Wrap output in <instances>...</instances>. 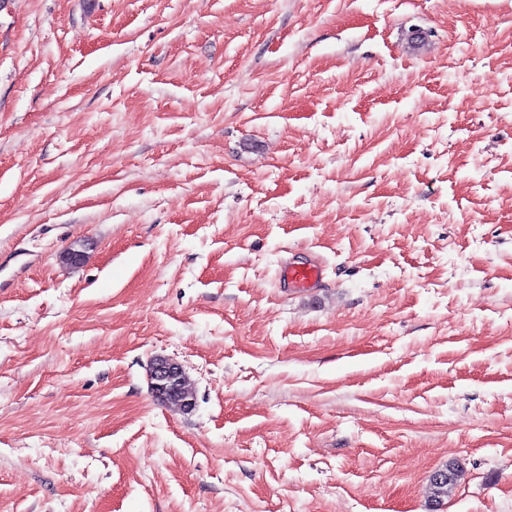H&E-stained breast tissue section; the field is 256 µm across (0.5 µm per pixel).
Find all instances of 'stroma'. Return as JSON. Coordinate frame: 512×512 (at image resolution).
Segmentation results:
<instances>
[{"instance_id": "stroma-1", "label": "stroma", "mask_w": 512, "mask_h": 512, "mask_svg": "<svg viewBox=\"0 0 512 512\" xmlns=\"http://www.w3.org/2000/svg\"><path fill=\"white\" fill-rule=\"evenodd\" d=\"M452 462L512 512V0H0V512H430ZM325 265L318 255H311L302 262L283 265L279 271V281L288 288H318L323 282ZM182 374L184 370L181 365L169 358L160 357L151 364L148 376L155 393L161 394Z\"/></svg>"}]
</instances>
